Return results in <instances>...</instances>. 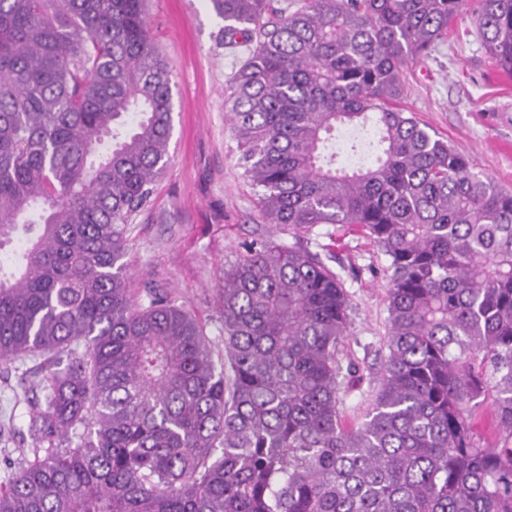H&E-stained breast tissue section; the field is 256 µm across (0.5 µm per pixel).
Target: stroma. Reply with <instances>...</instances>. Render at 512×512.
Segmentation results:
<instances>
[{
    "mask_svg": "<svg viewBox=\"0 0 512 512\" xmlns=\"http://www.w3.org/2000/svg\"><path fill=\"white\" fill-rule=\"evenodd\" d=\"M155 45L171 71L173 128L168 167L129 234L133 295L158 286L207 319L220 336L218 294L224 270L262 238L291 245L288 232L262 221L256 193L240 166L224 108L227 80L247 56L220 46L224 25L209 0H149ZM401 105L465 155L474 171L512 190V75L487 53L472 6H464L428 57L410 66ZM336 228L315 227L304 244L342 278L351 321L341 348L364 379L344 398L349 417L363 419L385 361L387 257L367 239L333 240ZM33 361L0 371V446L23 447L26 405L19 378Z\"/></svg>",
    "mask_w": 512,
    "mask_h": 512,
    "instance_id": "stroma-1",
    "label": "stroma"
}]
</instances>
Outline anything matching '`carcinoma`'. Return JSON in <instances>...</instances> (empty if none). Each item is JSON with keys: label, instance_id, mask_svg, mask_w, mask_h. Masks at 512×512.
Returning <instances> with one entry per match:
<instances>
[{"label": "carcinoma", "instance_id": "carcinoma-1", "mask_svg": "<svg viewBox=\"0 0 512 512\" xmlns=\"http://www.w3.org/2000/svg\"><path fill=\"white\" fill-rule=\"evenodd\" d=\"M209 2L248 48L224 104L262 220L389 259L378 387L346 419L350 300L306 248L224 270L222 350L168 290L133 300L172 133L145 0H0V366L54 354L0 512H512V192L400 106L465 0ZM474 11L512 73V0ZM489 397L498 448L468 419Z\"/></svg>", "mask_w": 512, "mask_h": 512}]
</instances>
